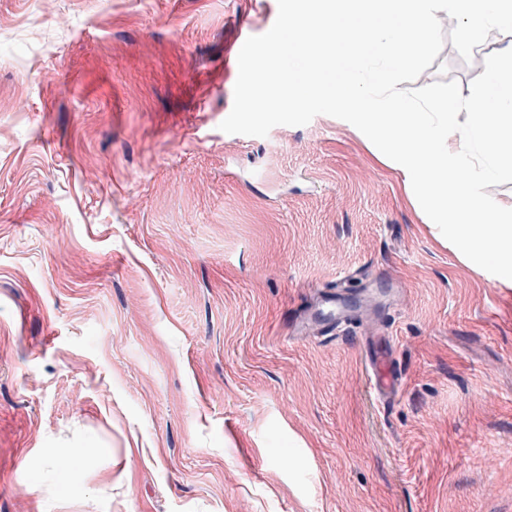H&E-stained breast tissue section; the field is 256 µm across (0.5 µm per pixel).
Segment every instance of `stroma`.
<instances>
[{"label": "stroma", "instance_id": "35a3bbf8", "mask_svg": "<svg viewBox=\"0 0 512 512\" xmlns=\"http://www.w3.org/2000/svg\"><path fill=\"white\" fill-rule=\"evenodd\" d=\"M277 13L0 0V512H512V288L350 123L220 129ZM345 276L389 294L290 338ZM367 359L371 369L370 387L381 400H387L399 385V371L381 344H377L367 351Z\"/></svg>", "mask_w": 512, "mask_h": 512}]
</instances>
